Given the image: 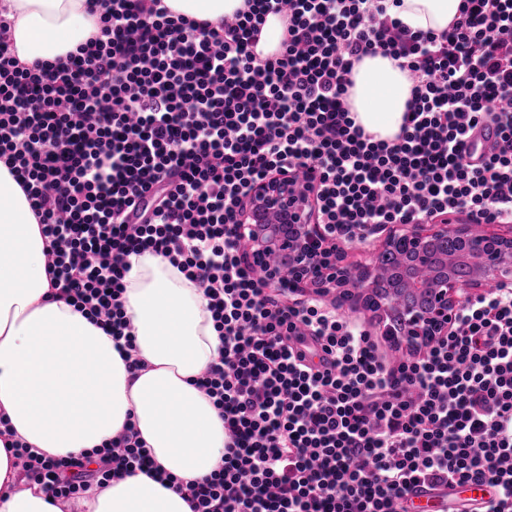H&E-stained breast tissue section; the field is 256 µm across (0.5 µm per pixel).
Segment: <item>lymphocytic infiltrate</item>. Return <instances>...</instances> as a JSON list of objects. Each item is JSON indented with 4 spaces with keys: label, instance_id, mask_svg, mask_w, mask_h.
Masks as SVG:
<instances>
[{
    "label": "lymphocytic infiltrate",
    "instance_id": "obj_1",
    "mask_svg": "<svg viewBox=\"0 0 512 512\" xmlns=\"http://www.w3.org/2000/svg\"><path fill=\"white\" fill-rule=\"evenodd\" d=\"M401 0H243L218 22L161 0H91L98 31L20 66L0 25V157L23 189L58 295L124 341L128 258H167L202 291L222 341L196 384L224 420V464L181 486L191 512H512V289L460 303L447 335L389 356L322 300L293 304L245 259L241 202L285 174L348 243L464 210L512 220V0H462L445 30ZM283 13L280 50L258 51ZM411 82L399 134L348 103L364 57ZM492 125L487 155L467 139ZM55 499L148 468L134 429L78 457L11 448ZM487 488L462 499L460 488Z\"/></svg>",
    "mask_w": 512,
    "mask_h": 512
}]
</instances>
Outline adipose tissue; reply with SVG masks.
I'll return each instance as SVG.
<instances>
[{"label": "adipose tissue", "mask_w": 512, "mask_h": 512, "mask_svg": "<svg viewBox=\"0 0 512 512\" xmlns=\"http://www.w3.org/2000/svg\"><path fill=\"white\" fill-rule=\"evenodd\" d=\"M172 12L215 21L241 0H163ZM462 0H401L397 15L415 29L444 30ZM10 50L22 65L52 60L95 31L88 0H0ZM349 104L376 138L400 131L411 83L395 62L368 56L355 65ZM124 309L144 370L130 373L111 336L54 299L38 221L0 159V512H191L175 487L144 473L91 487L77 500H49L25 482L5 446L26 443L49 457L80 455L134 426L154 468L188 483L224 463V421L194 384L218 356L202 292L167 259L130 255Z\"/></svg>", "instance_id": "adipose-tissue-1"}]
</instances>
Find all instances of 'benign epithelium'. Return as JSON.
Instances as JSON below:
<instances>
[{
	"mask_svg": "<svg viewBox=\"0 0 512 512\" xmlns=\"http://www.w3.org/2000/svg\"><path fill=\"white\" fill-rule=\"evenodd\" d=\"M241 233L248 259L266 266L274 287L293 293L334 288L341 301L373 312L383 335L396 342L447 334L466 290L512 281V237L485 232L475 241L469 225L450 227L446 217L386 236L382 252L394 258L389 281H377L370 267L354 274L338 265L312 194L285 176L250 191Z\"/></svg>",
	"mask_w": 512,
	"mask_h": 512,
	"instance_id": "1",
	"label": "benign epithelium"
}]
</instances>
